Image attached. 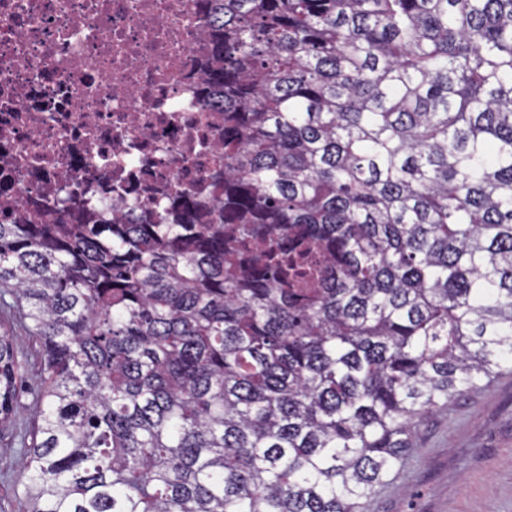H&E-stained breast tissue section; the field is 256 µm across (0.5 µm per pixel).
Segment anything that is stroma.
Returning a JSON list of instances; mask_svg holds the SVG:
<instances>
[{"instance_id": "obj_1", "label": "stroma", "mask_w": 512, "mask_h": 512, "mask_svg": "<svg viewBox=\"0 0 512 512\" xmlns=\"http://www.w3.org/2000/svg\"><path fill=\"white\" fill-rule=\"evenodd\" d=\"M23 365L17 421L31 422L29 389L40 361L25 335L16 340ZM409 464L370 504V512H512V374L465 393L448 410L424 419L412 437ZM27 478L19 446L0 438V498Z\"/></svg>"}]
</instances>
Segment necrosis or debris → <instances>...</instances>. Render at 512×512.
I'll use <instances>...</instances> for the list:
<instances>
[{"mask_svg": "<svg viewBox=\"0 0 512 512\" xmlns=\"http://www.w3.org/2000/svg\"><path fill=\"white\" fill-rule=\"evenodd\" d=\"M200 0H0V222L52 221L56 197L127 223L224 167V115L199 92Z\"/></svg>", "mask_w": 512, "mask_h": 512, "instance_id": "1", "label": "necrosis or debris"}]
</instances>
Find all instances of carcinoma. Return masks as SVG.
<instances>
[{
    "mask_svg": "<svg viewBox=\"0 0 512 512\" xmlns=\"http://www.w3.org/2000/svg\"><path fill=\"white\" fill-rule=\"evenodd\" d=\"M214 195L0 222L39 345L27 512H369L512 372V0H202Z\"/></svg>",
    "mask_w": 512,
    "mask_h": 512,
    "instance_id": "1",
    "label": "carcinoma"
}]
</instances>
